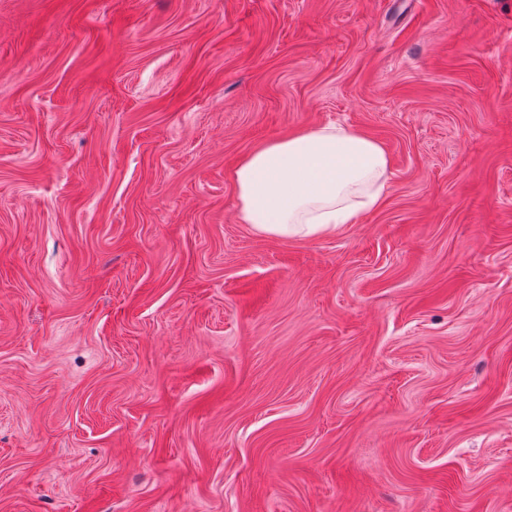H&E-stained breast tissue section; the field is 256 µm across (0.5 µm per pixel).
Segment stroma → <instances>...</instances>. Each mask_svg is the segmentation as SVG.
<instances>
[{
    "instance_id": "obj_1",
    "label": "stroma",
    "mask_w": 512,
    "mask_h": 512,
    "mask_svg": "<svg viewBox=\"0 0 512 512\" xmlns=\"http://www.w3.org/2000/svg\"><path fill=\"white\" fill-rule=\"evenodd\" d=\"M327 124L383 204L238 223ZM0 512H512V0H0ZM237 220L261 235L317 238L379 208L391 181L384 146L337 124L262 143L229 175Z\"/></svg>"
}]
</instances>
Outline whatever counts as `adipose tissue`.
<instances>
[{"label": "adipose tissue", "mask_w": 512, "mask_h": 512, "mask_svg": "<svg viewBox=\"0 0 512 512\" xmlns=\"http://www.w3.org/2000/svg\"><path fill=\"white\" fill-rule=\"evenodd\" d=\"M239 223L279 238L334 235L379 208L391 181L384 146L329 124L262 143L232 168Z\"/></svg>", "instance_id": "ef3b65f1"}]
</instances>
